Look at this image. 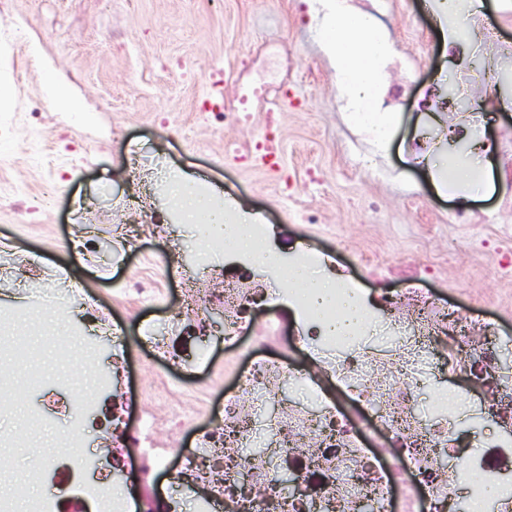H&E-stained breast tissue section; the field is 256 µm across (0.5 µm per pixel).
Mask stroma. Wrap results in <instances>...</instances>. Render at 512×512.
<instances>
[{"label": "stroma", "instance_id": "stroma-1", "mask_svg": "<svg viewBox=\"0 0 512 512\" xmlns=\"http://www.w3.org/2000/svg\"><path fill=\"white\" fill-rule=\"evenodd\" d=\"M370 12L388 32L394 53L383 81L398 89L381 108L393 113L392 138L377 148L344 116L339 81L316 37L317 0H10L0 14V310L19 311L13 328L34 345L37 368L20 364L11 387L0 392V432L20 434L25 447L0 464V482H25L41 458L66 455L67 424L47 407L49 396L113 391L137 397L143 362H151L185 387L211 382L214 404L224 403L218 372L224 339L213 337L205 357L187 373L168 360L188 347L163 333L186 284L214 288L232 260L222 254L201 267L197 227L185 223L170 182L188 175L216 199L269 226L275 253L310 246L339 257L338 267L358 281L363 299L398 287L388 266L414 248L429 266L425 287L456 305L465 289L494 291L502 274L493 224H512V110L493 101L512 94V0H484L467 25L473 37L459 47L444 42L426 0H348ZM29 17L21 28L15 16ZM287 63L282 90L296 106L278 111L275 101L252 123L223 125L210 119L212 104L232 99L247 65L266 48ZM83 104L58 111L49 99L46 72ZM456 90L465 108L441 100ZM475 129L489 151L483 196L462 197L438 189L428 167L452 155L454 129ZM269 130L277 142L274 165L237 161L228 146ZM433 136L426 153L415 140ZM287 193H279V184ZM31 212L22 222L17 206ZM322 214L320 226L301 220L304 209ZM465 213L466 236L448 229L449 214ZM167 224L168 235H141L135 247L116 241L117 226L135 227L142 215ZM368 245L382 253L385 268H362L353 252H337L336 240ZM167 291L164 302L143 310L114 305L113 295L138 279ZM79 286L68 310L43 305L30 311L27 296L46 283ZM59 336L77 330L103 366L127 353L115 389H95L79 369H67L43 329ZM39 415L30 426V415ZM86 458L108 474L123 495L134 498L132 472L113 471L112 432L86 428L78 436Z\"/></svg>", "mask_w": 512, "mask_h": 512}]
</instances>
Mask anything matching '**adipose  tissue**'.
<instances>
[{"label":"adipose tissue","instance_id":"adipose-tissue-1","mask_svg":"<svg viewBox=\"0 0 512 512\" xmlns=\"http://www.w3.org/2000/svg\"><path fill=\"white\" fill-rule=\"evenodd\" d=\"M320 2L323 15L318 24L319 44L339 78L346 110L365 126L377 144H385L392 136V124L388 115L380 112L379 103L386 93L381 72L392 54L390 37L372 14L350 7L348 0ZM483 6V0H430L443 39L451 45L462 39V19L479 12ZM429 174L435 184L469 195L483 193L490 186L482 168L469 159L452 162L444 170L430 169ZM174 200L188 219L208 216L203 232L223 239L225 247L251 248L250 223L225 229L222 211L212 207L191 178L180 179ZM292 283L302 287L318 308L330 310L328 323L332 330L340 334L361 331L363 323L356 299L336 298L334 285L328 279L303 268L294 273Z\"/></svg>","mask_w":512,"mask_h":512}]
</instances>
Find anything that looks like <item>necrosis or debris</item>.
Listing matches in <instances>:
<instances>
[{
  "label": "necrosis or debris",
  "instance_id": "obj_1",
  "mask_svg": "<svg viewBox=\"0 0 512 512\" xmlns=\"http://www.w3.org/2000/svg\"><path fill=\"white\" fill-rule=\"evenodd\" d=\"M269 89L261 76L241 82L221 106L225 123H249ZM266 249L267 229L255 225L252 249L235 254L236 271L225 275L223 287L206 289L200 304L170 322L177 333L199 328L209 309L223 308L224 376L238 389L225 394L220 421L192 430L210 410L207 389H195L192 403L181 404L152 369L142 386L145 428L121 427L125 405L112 407V463L137 460L145 500L156 496L158 461L177 452L185 457L179 484L194 512H455L463 496L482 503L483 512H512V441L497 438L476 449L457 431L452 407L425 413L418 405L430 378L463 371L480 391L476 420L491 415L511 426L512 371L501 362L512 355V336L416 288L383 293L367 308L366 323H378L388 338L380 346L330 334L298 287L289 291L300 314L297 327L279 316L257 320L260 290L316 260L297 250L269 264L262 260ZM243 339L259 354L245 374L234 355ZM290 381L308 390L310 400H283ZM293 474L302 479V493L282 483ZM484 478L499 483L489 502L481 492ZM65 512L127 509L100 477L85 483Z\"/></svg>",
  "mask_w": 512,
  "mask_h": 512
}]
</instances>
